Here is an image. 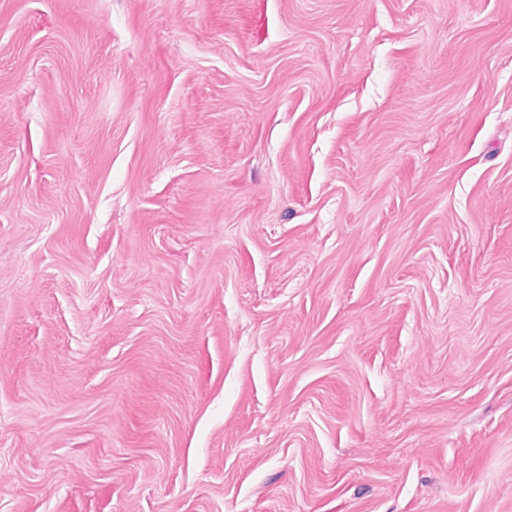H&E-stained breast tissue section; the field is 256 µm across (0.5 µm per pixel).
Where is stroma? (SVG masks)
I'll return each instance as SVG.
<instances>
[{"mask_svg":"<svg viewBox=\"0 0 512 512\" xmlns=\"http://www.w3.org/2000/svg\"><path fill=\"white\" fill-rule=\"evenodd\" d=\"M0 512H512V0H0Z\"/></svg>","mask_w":512,"mask_h":512,"instance_id":"35a3bbf8","label":"stroma"}]
</instances>
